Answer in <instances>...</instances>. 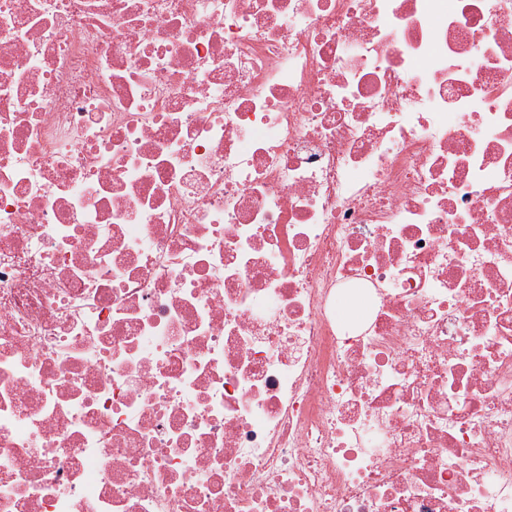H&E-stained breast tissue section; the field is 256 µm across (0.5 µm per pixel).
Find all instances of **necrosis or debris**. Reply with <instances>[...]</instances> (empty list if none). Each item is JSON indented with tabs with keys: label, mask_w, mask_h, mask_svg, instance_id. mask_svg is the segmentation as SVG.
Masks as SVG:
<instances>
[{
	"label": "necrosis or debris",
	"mask_w": 512,
	"mask_h": 512,
	"mask_svg": "<svg viewBox=\"0 0 512 512\" xmlns=\"http://www.w3.org/2000/svg\"><path fill=\"white\" fill-rule=\"evenodd\" d=\"M0 512H512V0H0Z\"/></svg>",
	"instance_id": "4bbe7bcc"
}]
</instances>
